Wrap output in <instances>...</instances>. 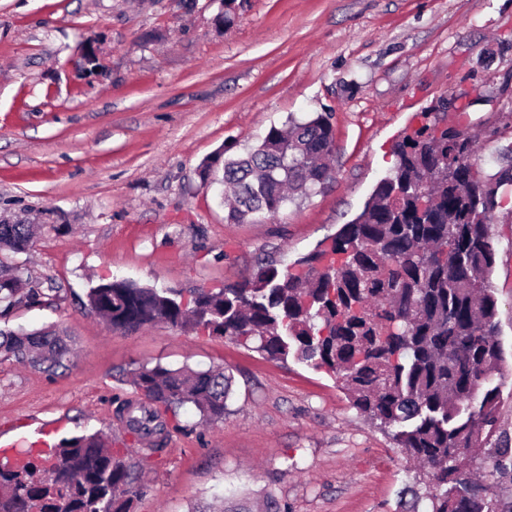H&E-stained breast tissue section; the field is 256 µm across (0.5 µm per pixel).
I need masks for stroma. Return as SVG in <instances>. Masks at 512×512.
Segmentation results:
<instances>
[{
  "instance_id": "35a3bbf8",
  "label": "stroma",
  "mask_w": 512,
  "mask_h": 512,
  "mask_svg": "<svg viewBox=\"0 0 512 512\" xmlns=\"http://www.w3.org/2000/svg\"><path fill=\"white\" fill-rule=\"evenodd\" d=\"M237 2L220 26V0H0V216L27 208L45 226L30 252L4 259L61 288L0 327L54 326L75 350L52 377L0 361V447L105 433L142 467L133 512H191L235 491L272 493L288 512H406L418 464L334 376L165 324L125 334L85 303L112 277L216 291L267 257L303 273L300 258L363 211L395 142L429 117L477 132L479 164L496 171L512 148V0ZM87 42L103 49L92 74L72 63ZM311 112L333 115L324 188L228 221L201 164ZM495 217L489 280L511 357L512 192ZM158 363L224 368L233 394L217 424L188 407L168 414L151 452L116 408L138 397L132 373Z\"/></svg>"
}]
</instances>
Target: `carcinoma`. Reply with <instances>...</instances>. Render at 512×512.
<instances>
[{"mask_svg": "<svg viewBox=\"0 0 512 512\" xmlns=\"http://www.w3.org/2000/svg\"><path fill=\"white\" fill-rule=\"evenodd\" d=\"M334 147L331 114L288 117L244 157L215 153L203 164L212 182L233 189V222L275 215L330 177L323 162ZM396 162L362 213L341 227L330 249L301 259L304 278L273 262L217 292L190 299L171 288L127 279L102 281L88 309L114 330L166 324L204 330L270 360L292 356L337 376L354 408L376 422L421 465L430 512H496L465 495L472 479L453 456L485 449L500 477L512 450L494 441L504 356L489 274V235L499 191L512 187V155L496 172L479 170L475 136L425 124L395 145ZM25 212L0 221V249L26 251L45 228ZM32 285L24 268L0 262V304L14 307L59 297ZM70 337L52 328H0V356L52 376L71 365ZM145 399L120 417L137 438L167 436L166 412L190 406L206 423L224 420L232 377L224 369H173L157 363L133 373ZM144 486L136 466L98 432L49 452H22L0 464V512H130ZM224 512H253L250 498L222 497Z\"/></svg>", "mask_w": 512, "mask_h": 512, "instance_id": "obj_1", "label": "carcinoma"}]
</instances>
